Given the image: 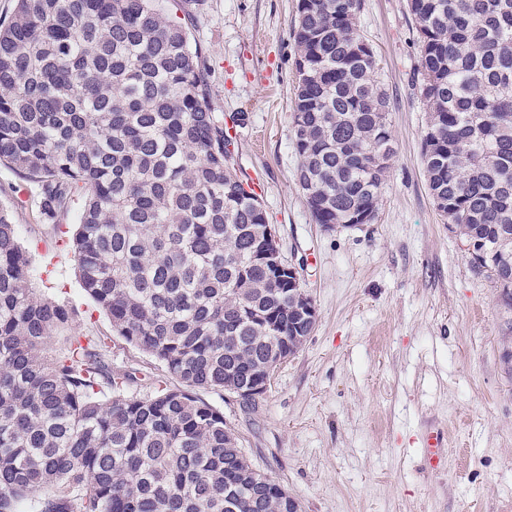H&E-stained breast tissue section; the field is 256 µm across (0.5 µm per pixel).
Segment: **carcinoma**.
Returning a JSON list of instances; mask_svg holds the SVG:
<instances>
[{
    "label": "carcinoma",
    "instance_id": "1",
    "mask_svg": "<svg viewBox=\"0 0 512 512\" xmlns=\"http://www.w3.org/2000/svg\"><path fill=\"white\" fill-rule=\"evenodd\" d=\"M362 9L298 0L290 32L295 180L331 228L375 214L395 154ZM408 9L428 190L448 231L496 253L471 263L498 284L512 278V0ZM201 58L165 0H18L0 25V166L37 184L40 220L115 335L178 382L134 396L104 337L67 334L71 309L34 292L0 208V512H289L197 395L268 377L313 328L258 194L227 163Z\"/></svg>",
    "mask_w": 512,
    "mask_h": 512
}]
</instances>
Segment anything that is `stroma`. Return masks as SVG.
<instances>
[{
    "label": "stroma",
    "instance_id": "obj_1",
    "mask_svg": "<svg viewBox=\"0 0 512 512\" xmlns=\"http://www.w3.org/2000/svg\"><path fill=\"white\" fill-rule=\"evenodd\" d=\"M298 0H169L203 52L212 104L249 117L233 164L258 178L284 258L318 313L299 352L276 371L255 411L225 393L224 412L253 466L294 496L302 512H512V371L502 339L512 310L471 265L428 191L421 162L425 113L407 0H365L360 25L389 96L395 154L372 223L316 224L299 191L291 146L295 74L291 25ZM35 187L0 167V207L19 226L32 284L68 301L71 333L109 339L131 394L176 382L112 333L31 202ZM445 436L448 466L432 473L421 437Z\"/></svg>",
    "mask_w": 512,
    "mask_h": 512
}]
</instances>
